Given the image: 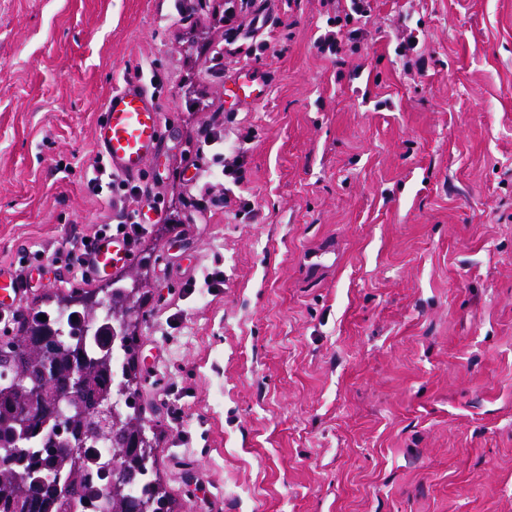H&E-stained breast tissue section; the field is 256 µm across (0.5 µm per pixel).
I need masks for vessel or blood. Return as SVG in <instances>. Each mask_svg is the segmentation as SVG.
<instances>
[{"mask_svg":"<svg viewBox=\"0 0 512 512\" xmlns=\"http://www.w3.org/2000/svg\"><path fill=\"white\" fill-rule=\"evenodd\" d=\"M162 136L161 113L148 83L141 76L126 79L105 103L104 119L95 132L99 152L114 172L137 179L144 173L145 161ZM134 258L122 236L101 238L89 255L90 275L95 279L104 277ZM22 294L12 269L0 266V313L8 315L15 311Z\"/></svg>","mask_w":512,"mask_h":512,"instance_id":"vessel-or-blood-1","label":"vessel or blood"}]
</instances>
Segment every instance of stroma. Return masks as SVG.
<instances>
[{"label": "stroma", "instance_id": "35a3bbf8", "mask_svg": "<svg viewBox=\"0 0 512 512\" xmlns=\"http://www.w3.org/2000/svg\"><path fill=\"white\" fill-rule=\"evenodd\" d=\"M262 6L255 40L246 0L185 21L169 0H0V265L42 255L20 310L74 288L64 258L108 214L94 126L157 71L134 334L175 512H512V0H370L355 43L345 0ZM214 112L225 148L255 137L191 224ZM215 266L223 287L185 291Z\"/></svg>", "mask_w": 512, "mask_h": 512}]
</instances>
